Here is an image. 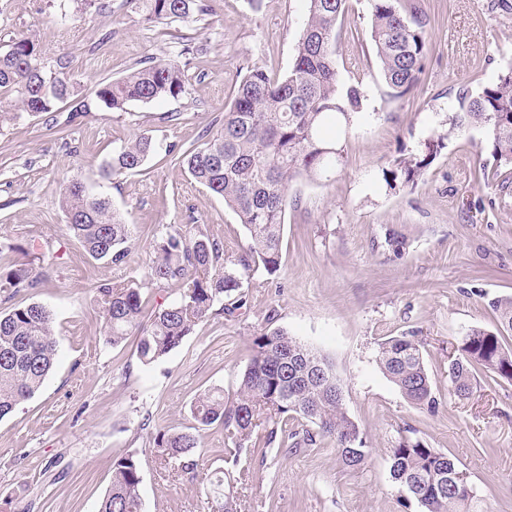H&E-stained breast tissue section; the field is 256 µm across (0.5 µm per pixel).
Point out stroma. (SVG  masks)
Masks as SVG:
<instances>
[{
    "label": "stroma",
    "instance_id": "obj_1",
    "mask_svg": "<svg viewBox=\"0 0 512 512\" xmlns=\"http://www.w3.org/2000/svg\"><path fill=\"white\" fill-rule=\"evenodd\" d=\"M430 50L417 88L394 100L368 37L371 0H349L337 58L345 84L366 101L347 132L335 175L288 190L281 266L254 273L249 301L232 318L213 312L151 366L136 339L106 344L96 287L141 278L168 227L197 223L241 252L246 233L221 197L194 184L176 155L202 143L248 68L287 73L304 19L303 0H210L204 20L145 25L110 4L60 12L51 0H0V42L21 34L56 50L84 95L124 76L140 58L176 56L178 35L198 52L185 97L93 111L0 118V268L42 255L37 293L0 288V312L38 302L50 311L59 356L41 390L0 419V512H98L114 459L136 453L143 512H213L199 480L156 459L151 435L191 423L205 390L233 395L252 335L277 306L279 327L328 358L346 409L371 450L350 470L332 441L296 453H252V480L235 485L242 512H420L390 475L388 450L401 438L453 455L486 512H512V385L481 377L468 400L448 391V352L471 328H495L488 299L512 295V170L496 168L481 129L451 137L414 184L384 179L394 159L417 155L446 132L460 94L494 82L512 63V0H419ZM148 132L173 155L144 171L104 177L113 149ZM78 176L138 227L125 262L89 256L67 231L63 182ZM404 233L403 255L387 243ZM423 343L435 410L406 401L376 362L379 343L404 331ZM148 429H141L142 420Z\"/></svg>",
    "mask_w": 512,
    "mask_h": 512
}]
</instances>
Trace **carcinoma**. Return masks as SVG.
I'll return each mask as SVG.
<instances>
[{
    "label": "carcinoma",
    "mask_w": 512,
    "mask_h": 512,
    "mask_svg": "<svg viewBox=\"0 0 512 512\" xmlns=\"http://www.w3.org/2000/svg\"><path fill=\"white\" fill-rule=\"evenodd\" d=\"M142 21L188 23L211 11L209 0H122ZM302 32L288 73L274 79L258 68L247 71L220 127L207 140L185 150L181 162L198 185L224 199L246 230L247 248L235 258L212 238L202 224H185L167 232L155 245V256L139 280H117L97 287L105 321V343L138 336L137 355L148 367L180 347L196 326L215 310L234 317L248 303L245 284L263 269L280 270V249L288 206V189L298 181L328 178L342 164V135L361 112L363 93L345 85L337 66L338 22L347 0H306ZM427 17L417 0H372L370 37L391 97L410 93L421 80L429 50ZM192 39L186 37L180 58L145 56L127 75L98 83L94 96L64 72L61 60L23 36L0 44V104L16 113L53 114L70 105L72 112L104 109L125 112L133 104L177 99L189 94ZM483 129L495 162L512 165V67L476 94L458 98L448 132L428 141L421 155L400 156L384 173L388 184H412L428 167L444 140L468 127ZM158 146L140 133L112 152L101 166L106 177L140 171ZM61 207L68 231L97 260L123 263L136 226L128 223L105 197L78 179L64 184ZM0 280L16 291L33 290L44 281L27 263ZM173 283L180 297L146 313L143 289ZM497 328L475 327L456 345L448 359L452 394L467 400L478 390L477 371L494 382L512 383V348L503 333L512 332V296L489 300ZM279 312L268 309L265 326L255 332L251 354L235 395L213 388L190 405L194 424L181 431L159 429L152 438L154 453L164 464L179 462L181 472L196 470L192 460L201 447V432L217 423L224 429V477L209 482L222 512H238L234 496L223 486L245 483L250 466L241 463L252 438L261 434L266 448L298 450L326 439L336 443L343 466L356 469L366 462L359 426L348 414L341 384L326 357L276 326ZM58 354L49 310L38 302L0 313V418L42 388ZM382 372L410 403L429 410L437 399L415 332H403L378 344ZM293 429H288V426ZM390 474L421 512H483L472 484L453 477L457 460L427 444L400 439L388 449ZM140 466L136 454L125 453L112 465L111 485L98 512H143Z\"/></svg>",
    "instance_id": "obj_1"
}]
</instances>
